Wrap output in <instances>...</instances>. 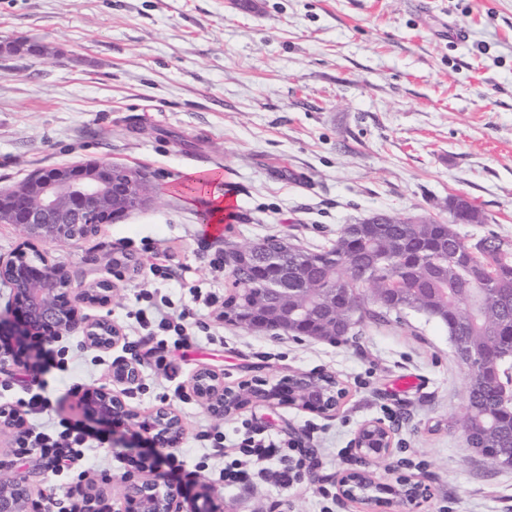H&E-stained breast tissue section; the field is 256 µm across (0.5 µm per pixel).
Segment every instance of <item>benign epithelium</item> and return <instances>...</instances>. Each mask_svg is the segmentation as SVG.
I'll use <instances>...</instances> for the list:
<instances>
[{"label":"benign epithelium","instance_id":"1","mask_svg":"<svg viewBox=\"0 0 512 512\" xmlns=\"http://www.w3.org/2000/svg\"><path fill=\"white\" fill-rule=\"evenodd\" d=\"M152 195L146 177L138 170L112 163L87 160L49 170L34 171L19 184L0 191V223L21 226L30 243L52 244L76 240L83 230L97 231L98 221L118 223L134 212L148 208ZM20 251L0 257V281L7 283L23 320L18 335L39 333L59 338L80 331L87 345L110 350L120 344L122 334L104 315L90 318L81 313L85 306L104 308L112 298V282L100 280L81 288L72 287L69 271L50 262L43 254L39 263L19 268ZM300 292L288 282L266 289L264 295L247 301V313L236 324L249 330L275 329L288 333V303ZM327 303L320 316L336 324V289L325 288ZM137 361L124 360L112 368L114 385L131 386L139 381ZM189 385L195 395L218 415H230L249 404H270L281 399L291 406L320 414L339 409L347 391L335 377L318 373L295 372L271 385L265 380L238 390L224 386V378L208 368L198 369ZM91 412L103 420L136 423L137 415L108 387L86 393ZM150 441L162 450L177 446L183 436L179 414L172 408H156L143 422ZM354 446L368 458L384 455L392 447L391 432L378 422H366L357 432ZM374 483L373 476L350 472L339 481V493L352 501H367L362 493ZM424 485L405 481L399 496L408 501L425 497ZM33 490L29 479L16 477L0 486V512H27ZM181 492L159 477L129 479L124 486L126 512H180Z\"/></svg>","mask_w":512,"mask_h":512}]
</instances>
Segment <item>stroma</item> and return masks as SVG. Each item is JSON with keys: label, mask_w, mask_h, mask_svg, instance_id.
Wrapping results in <instances>:
<instances>
[{"label": "stroma", "mask_w": 512, "mask_h": 512, "mask_svg": "<svg viewBox=\"0 0 512 512\" xmlns=\"http://www.w3.org/2000/svg\"><path fill=\"white\" fill-rule=\"evenodd\" d=\"M416 3L0 0V42L25 37L49 49L0 54V189L39 169L103 160L141 171L154 196L96 235L43 248L74 284L111 280L106 312L121 343L103 352L80 332L62 336L53 342L67 353L61 372L17 342L15 360L0 366V405L23 397L26 363L50 399L42 425L69 418L111 434V445L92 449L83 472H61L36 453L15 461L16 430L0 427V482L34 473L46 512L92 489L124 512L126 478L166 475L145 431L100 420L83 403L84 391L109 384L114 363L136 359L138 383L114 392L140 420L161 405L180 415L178 450L192 473L180 482L184 512H512V469H489L464 442L467 376L436 322L406 313L331 343L219 317L227 270L212 259L228 245L285 235L322 247L376 213L447 216L453 195L487 217L458 225L462 237L512 240V0ZM458 26L466 41L451 38ZM215 188L230 215L206 249ZM194 288L217 303L193 299ZM152 299L191 310L182 342L136 324ZM202 367L234 387L323 372L348 395L330 416L279 404L220 417L189 386ZM367 421L392 433L376 460L354 446ZM205 431L223 432V453ZM246 432L288 445L290 459L306 462L302 479L278 483L269 462L265 478L225 485L219 472ZM354 470L373 475L379 501L339 495V478ZM401 479L422 482L428 497L400 502L391 489Z\"/></svg>", "instance_id": "35a3bbf8"}]
</instances>
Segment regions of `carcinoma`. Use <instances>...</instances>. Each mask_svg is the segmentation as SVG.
<instances>
[{
    "label": "carcinoma",
    "instance_id": "carcinoma-1",
    "mask_svg": "<svg viewBox=\"0 0 512 512\" xmlns=\"http://www.w3.org/2000/svg\"><path fill=\"white\" fill-rule=\"evenodd\" d=\"M456 224L454 219L375 214L358 225L355 237L343 229L325 247H300L270 236L260 250L240 257L248 267L245 275L228 270L232 293L224 300V320L233 321L244 300L263 294L269 281L286 272L306 287L298 298L302 309L317 310L321 288H351L366 309L349 330L407 310L422 313L443 324L457 343L480 353L491 372L496 360L512 352V335L496 330L498 324L512 325V247H502L505 239L495 234L468 241ZM447 246L463 252L472 271L450 267L447 275L435 276L433 267L444 261ZM290 329L292 336L342 339L341 330L300 312ZM502 376L493 386L467 388L462 427L470 430L466 444L477 453L512 451V407L503 400L512 379L506 372Z\"/></svg>",
    "mask_w": 512,
    "mask_h": 512
}]
</instances>
